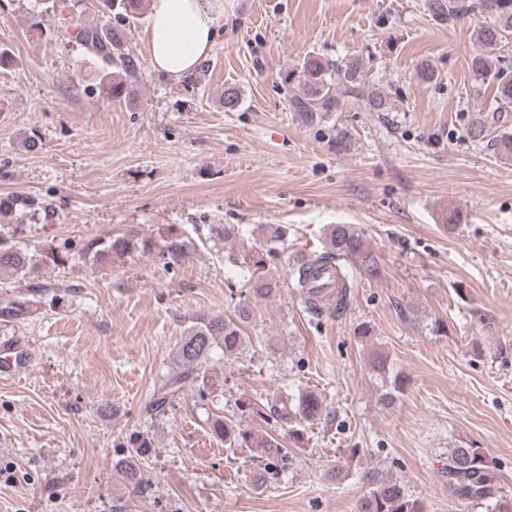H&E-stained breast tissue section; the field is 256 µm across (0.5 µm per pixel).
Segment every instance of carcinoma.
Instances as JSON below:
<instances>
[{
    "mask_svg": "<svg viewBox=\"0 0 512 512\" xmlns=\"http://www.w3.org/2000/svg\"><path fill=\"white\" fill-rule=\"evenodd\" d=\"M150 0H99L102 20L90 24L76 17L70 26L72 31L51 30L44 23V16L55 11L57 0H37L40 12L30 18L29 32L39 40H69L93 65L95 82L85 91L96 93L114 102L132 100L130 78L139 69V63L129 50L120 25L143 15ZM430 7L448 22L459 21L479 13L488 21L475 30V41L481 50L471 58L472 73L496 79L491 112L474 116L465 129L466 137L475 143L485 141L493 130H498V147L501 154L512 155V133L502 117L512 112V72L496 68V62L505 58L512 45V0H441ZM298 93L292 97L295 110L307 119L318 112H339L359 104L363 95L360 90L361 64L357 59L341 62L330 61L317 54L306 56L299 64ZM47 207L31 195L15 194L0 197V223L11 224L19 215L40 214ZM194 248L192 240L182 235H172L164 245L156 247L154 239L139 229L131 227L108 238L88 240L82 253L88 259L99 262L107 259H124L147 253L154 249L158 254L175 263ZM58 252L43 255L41 259L57 261ZM39 259V260H41ZM36 255L0 239V284L10 278L25 277L39 265ZM225 260L248 270L244 279L250 297L238 301L234 317L195 318L188 327L177 348L178 367L165 375L141 406V413L156 418L174 406L189 380H195L207 370L215 344H220L224 355L237 356L246 350L243 326L252 323L256 308L251 299H271L280 290V279L259 271L260 262L248 265L249 254L230 251ZM359 273L368 280L381 274L380 256L365 241L361 230L353 224H332L322 250L304 257L288 266V287L296 300L313 316L341 315L346 309L353 274ZM45 292L36 285L19 291L9 299L0 301V326H13L25 321L33 312L34 294ZM369 370L377 383V403L393 406L404 395L408 379L396 370L389 356L375 350L369 358ZM256 415L263 423L282 421L289 425L288 436L300 440L302 427L319 420L323 411L321 396L314 390L297 393L277 392L255 405ZM212 433L224 441L226 448H249L264 460L266 474L279 473V464L286 457L284 445L265 430L243 428L228 418H215L209 423ZM126 456L115 464L122 478L139 488L142 475L138 462L151 448L149 437L138 434L129 437L124 444ZM448 476V493L484 512H512V498L498 481L495 464L477 443L460 438L448 447L443 465ZM375 488L371 495L359 502L357 512H424L421 502L409 495L398 481L373 477Z\"/></svg>",
    "mask_w": 512,
    "mask_h": 512,
    "instance_id": "obj_1",
    "label": "carcinoma"
}]
</instances>
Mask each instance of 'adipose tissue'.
<instances>
[{
	"label": "adipose tissue",
	"instance_id": "adipose-tissue-1",
	"mask_svg": "<svg viewBox=\"0 0 512 512\" xmlns=\"http://www.w3.org/2000/svg\"><path fill=\"white\" fill-rule=\"evenodd\" d=\"M224 0H152L146 27L148 59L173 80L192 73L221 33Z\"/></svg>",
	"mask_w": 512,
	"mask_h": 512
}]
</instances>
